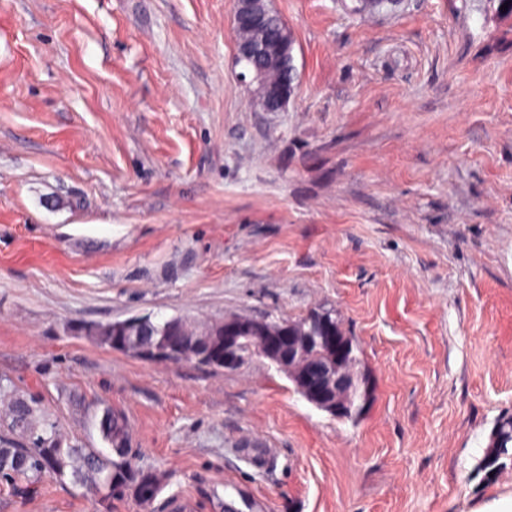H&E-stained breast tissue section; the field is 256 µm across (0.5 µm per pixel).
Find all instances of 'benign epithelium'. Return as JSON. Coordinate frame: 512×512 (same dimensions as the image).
I'll use <instances>...</instances> for the list:
<instances>
[{"instance_id": "1", "label": "benign epithelium", "mask_w": 512, "mask_h": 512, "mask_svg": "<svg viewBox=\"0 0 512 512\" xmlns=\"http://www.w3.org/2000/svg\"><path fill=\"white\" fill-rule=\"evenodd\" d=\"M148 325L145 318L112 322V350L141 354L138 337L147 333ZM249 331L261 344L260 356L286 372L308 402L336 417L346 412L355 377L351 337L325 316L308 331L288 323L249 324L229 317L212 328L193 325L180 336H164L162 344L200 363L234 369L242 362V340Z\"/></svg>"}]
</instances>
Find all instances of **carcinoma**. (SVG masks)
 <instances>
[{
    "label": "carcinoma",
    "instance_id": "1",
    "mask_svg": "<svg viewBox=\"0 0 512 512\" xmlns=\"http://www.w3.org/2000/svg\"><path fill=\"white\" fill-rule=\"evenodd\" d=\"M256 22H234L237 44L254 43L261 49L254 57L241 59L244 67L262 73L272 96L289 103L296 93L294 68L295 39L282 16L268 5L256 9ZM154 335L147 341V359L181 361L190 357L173 356L157 345V339L171 330L169 321L152 324ZM0 421L8 434L0 436V480L33 487L45 477L93 480L103 503L128 496L151 505L166 486L164 474L133 464L128 421L120 413L106 409L98 420V430L109 444L112 455L97 448H77L64 444L55 423L39 415L37 402L22 396L0 401ZM512 461V415L497 420L489 448L480 469L494 473Z\"/></svg>",
    "mask_w": 512,
    "mask_h": 512
}]
</instances>
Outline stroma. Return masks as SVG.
Masks as SVG:
<instances>
[{
  "label": "stroma",
  "instance_id": "1",
  "mask_svg": "<svg viewBox=\"0 0 512 512\" xmlns=\"http://www.w3.org/2000/svg\"><path fill=\"white\" fill-rule=\"evenodd\" d=\"M270 0L296 98L239 78L233 0H0V394L72 444L121 412L183 512H497L512 414V15L497 0ZM333 311L363 415L253 357L146 360L89 325ZM0 483V512H96ZM506 460L512 462V415L497 420L491 432L489 448L479 468L489 474L494 473L506 466Z\"/></svg>",
  "mask_w": 512,
  "mask_h": 512
}]
</instances>
